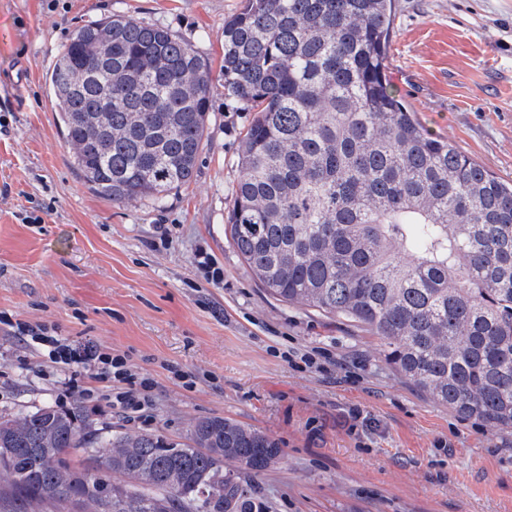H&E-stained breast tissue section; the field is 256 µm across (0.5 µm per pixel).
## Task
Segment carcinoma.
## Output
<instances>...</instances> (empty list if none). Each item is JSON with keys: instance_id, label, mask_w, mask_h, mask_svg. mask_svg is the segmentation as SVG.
<instances>
[{"instance_id": "1", "label": "carcinoma", "mask_w": 512, "mask_h": 512, "mask_svg": "<svg viewBox=\"0 0 512 512\" xmlns=\"http://www.w3.org/2000/svg\"><path fill=\"white\" fill-rule=\"evenodd\" d=\"M394 8L244 0L224 20V95L254 112L232 243L270 296L357 323L434 402L512 430V182L425 131L391 90ZM211 81L210 59L165 26L124 15L80 26L50 83L89 188L160 205L188 184ZM280 454L217 416L186 443L102 431L75 400L0 417V506L269 512L250 480Z\"/></svg>"}]
</instances>
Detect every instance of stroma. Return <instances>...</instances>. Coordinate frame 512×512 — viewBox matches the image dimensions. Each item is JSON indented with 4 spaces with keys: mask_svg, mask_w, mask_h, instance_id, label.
I'll list each match as a JSON object with an SVG mask.
<instances>
[{
    "mask_svg": "<svg viewBox=\"0 0 512 512\" xmlns=\"http://www.w3.org/2000/svg\"><path fill=\"white\" fill-rule=\"evenodd\" d=\"M241 2L0 0V414L69 405L66 371L9 326L43 323L128 354L156 383L148 427L169 438L221 416L276 439L280 459L253 481L270 512H512L511 431L435 403L354 323L255 282L226 224L253 114L225 100L220 71L197 170L162 206L112 204L76 170L49 81L76 29L112 14L158 22L217 66ZM388 76L428 133L512 179V0H397ZM315 347L338 367L285 359Z\"/></svg>",
    "mask_w": 512,
    "mask_h": 512,
    "instance_id": "stroma-1",
    "label": "stroma"
}]
</instances>
